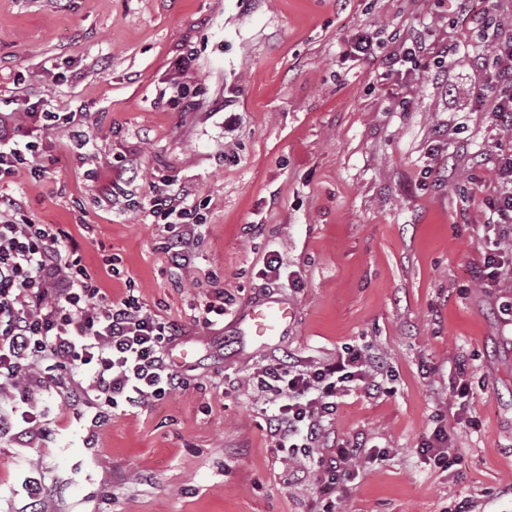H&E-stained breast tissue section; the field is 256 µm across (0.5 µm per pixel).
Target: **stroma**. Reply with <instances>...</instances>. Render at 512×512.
<instances>
[{
    "instance_id": "stroma-1",
    "label": "stroma",
    "mask_w": 512,
    "mask_h": 512,
    "mask_svg": "<svg viewBox=\"0 0 512 512\" xmlns=\"http://www.w3.org/2000/svg\"><path fill=\"white\" fill-rule=\"evenodd\" d=\"M459 0H0V113L25 100L76 112L43 140L44 176L0 189L57 224L112 297L134 292L179 325L185 389L98 419L95 400L36 393L39 439H0V512H309L316 477L285 484L251 379L263 365L312 364L355 346L382 358L385 393H351L330 443L387 449L338 491L339 512H512V325L498 289L474 279L475 229L512 142L474 87L473 53L449 69L385 73L418 38L471 41ZM370 35L372 56L351 42ZM188 58L185 71L175 62ZM187 83L191 106L160 100ZM444 176L423 179L431 154ZM124 172L126 194L100 180ZM189 187L206 237L184 269L142 211L152 187ZM278 251L295 306L286 334L251 342L235 325L267 294ZM223 287V324L195 309ZM469 368L474 426L448 410L449 373ZM454 464L425 460L437 428ZM45 491L33 504L29 485Z\"/></svg>"
}]
</instances>
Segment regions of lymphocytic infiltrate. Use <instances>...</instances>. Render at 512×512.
I'll return each instance as SVG.
<instances>
[{
	"mask_svg": "<svg viewBox=\"0 0 512 512\" xmlns=\"http://www.w3.org/2000/svg\"><path fill=\"white\" fill-rule=\"evenodd\" d=\"M493 54L490 79L499 92L484 109L512 127V38L495 42ZM42 151L38 137L16 139L13 113H0V182L23 169L40 178ZM495 178L497 191L479 228L484 251L477 278L487 288L512 285V147L496 148ZM143 208L166 232L173 267L184 269L204 234L190 192L166 184L152 190ZM177 337L136 296L107 295L70 232L35 223L18 199L0 193V389L13 388L24 404L52 388L66 389L76 404L91 396L104 419L118 403L138 408L185 388L166 358ZM380 372L377 359L352 347L322 363L264 366L255 379L275 400L269 424L278 459H311L313 473L328 486L347 484L375 464L380 454L370 448L343 446L326 455L321 449L338 398L379 390Z\"/></svg>",
	"mask_w": 512,
	"mask_h": 512,
	"instance_id": "1",
	"label": "lymphocytic infiltrate"
}]
</instances>
